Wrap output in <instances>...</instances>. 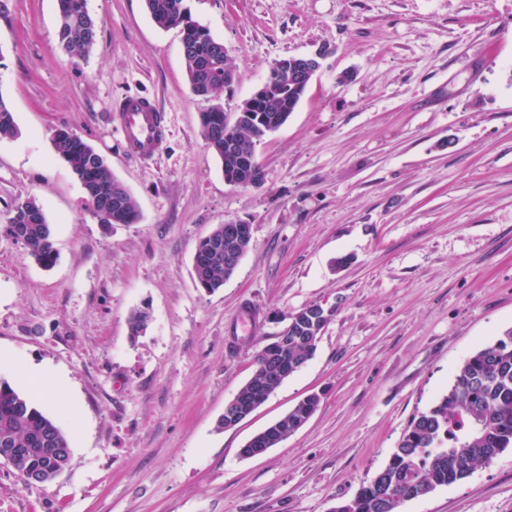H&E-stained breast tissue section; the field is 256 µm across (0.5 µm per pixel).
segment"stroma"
Listing matches in <instances>:
<instances>
[{
	"mask_svg": "<svg viewBox=\"0 0 512 512\" xmlns=\"http://www.w3.org/2000/svg\"><path fill=\"white\" fill-rule=\"evenodd\" d=\"M221 40L236 108L280 59L328 53L296 110L256 146L261 186L224 181L187 82L179 29L144 0H87V57L58 42V0L0 18V352L50 377L39 408L70 463L30 483L0 460V512H334L386 465L475 349L512 328V0H186ZM152 96L169 136L148 162L115 131L122 97ZM90 143L139 219L104 228L52 141ZM36 199L46 269L4 226ZM230 220L252 238L223 288H200L197 242ZM346 258L337 267L338 258ZM335 314L317 350L252 414L227 403L278 331L272 316ZM258 309L253 330L238 322ZM144 309V334L129 317ZM311 418L277 447L241 448L304 396ZM75 405L78 421L62 415ZM400 512H512V449Z\"/></svg>",
	"mask_w": 512,
	"mask_h": 512,
	"instance_id": "stroma-1",
	"label": "stroma"
}]
</instances>
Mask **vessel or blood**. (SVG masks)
Returning a JSON list of instances; mask_svg holds the SVG:
<instances>
[{
  "label": "vessel or blood",
  "mask_w": 512,
  "mask_h": 512,
  "mask_svg": "<svg viewBox=\"0 0 512 512\" xmlns=\"http://www.w3.org/2000/svg\"><path fill=\"white\" fill-rule=\"evenodd\" d=\"M116 131L126 151L151 159L167 140L169 119L157 103L144 95H129L115 107Z\"/></svg>",
  "instance_id": "obj_1"
}]
</instances>
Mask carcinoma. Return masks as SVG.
Masks as SVG:
<instances>
[{
    "mask_svg": "<svg viewBox=\"0 0 512 512\" xmlns=\"http://www.w3.org/2000/svg\"><path fill=\"white\" fill-rule=\"evenodd\" d=\"M145 6L157 26L182 31L191 91L217 98L224 90V74L234 73L224 43L192 20L185 0H145ZM99 24L87 0H59L58 35L68 54L88 56ZM303 95L302 88L275 81L264 102L252 107L246 100L238 106L242 120L236 141L242 158L255 152L271 127L288 120ZM200 125L208 149L224 160L223 104L200 113ZM16 134L13 112L0 98V139ZM53 141L86 195L96 203L92 213L99 224L110 227L137 221V206L127 187L89 143L74 133L58 135ZM5 232L21 234L36 263L48 267L54 262L52 228L36 200L27 199L14 207ZM193 266L200 287L207 291L223 287L231 278L234 268L227 263L224 225H216L199 240ZM321 310L320 322L304 308L288 316V332L274 334L265 351L257 354L253 376L225 406L219 428H230L229 419L234 416L241 420L249 416L284 381L283 373L295 374L314 356L321 331L335 314L332 307ZM319 403L316 393L304 397L248 441L247 447L279 445L307 422ZM508 448H512V328L464 359L448 390L429 409L412 417L387 464L353 498L336 506L335 512H398L404 502L464 480L475 466L492 462ZM8 450L13 451V469L37 483L52 480L70 459L62 429L32 399L0 378V454Z\"/></svg>",
    "mask_w": 512,
    "mask_h": 512,
    "instance_id": "obj_1",
    "label": "carcinoma"
}]
</instances>
